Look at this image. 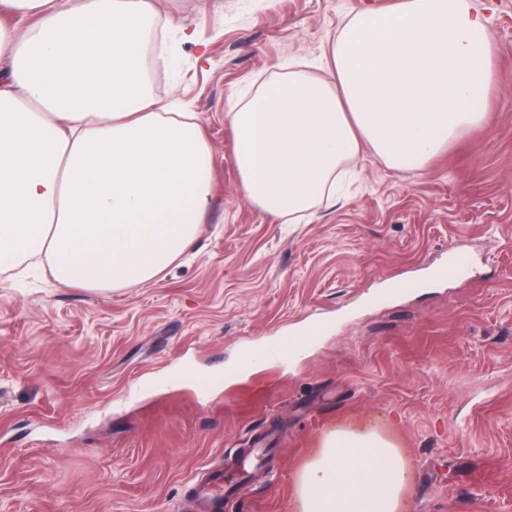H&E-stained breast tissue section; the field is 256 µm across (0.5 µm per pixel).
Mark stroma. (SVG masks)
<instances>
[{
    "label": "stroma",
    "mask_w": 512,
    "mask_h": 512,
    "mask_svg": "<svg viewBox=\"0 0 512 512\" xmlns=\"http://www.w3.org/2000/svg\"><path fill=\"white\" fill-rule=\"evenodd\" d=\"M192 32L148 47L157 98L197 112L215 190L194 252L106 292L0 273V512H192L190 480L267 441L224 512H293L321 435L392 421L414 512H512V0H472L505 77L484 125L424 168L363 150L350 194L297 224L241 194L228 98L313 71L391 0H155ZM473 274L432 278L449 250ZM417 288L374 301L399 278ZM322 333L249 367L245 346ZM212 378L166 382V372Z\"/></svg>",
    "instance_id": "1"
}]
</instances>
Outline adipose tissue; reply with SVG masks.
I'll list each match as a JSON object with an SVG mask.
<instances>
[{
	"label": "adipose tissue",
	"mask_w": 512,
	"mask_h": 512,
	"mask_svg": "<svg viewBox=\"0 0 512 512\" xmlns=\"http://www.w3.org/2000/svg\"><path fill=\"white\" fill-rule=\"evenodd\" d=\"M0 269L42 264L95 291L155 279L189 253L214 188L195 113L148 93L154 0H0ZM504 81L469 0H393L352 15L324 75L289 69L229 106L244 198L291 223L332 204L370 147L421 168L481 126ZM297 512H411V463L377 425L329 430L296 478Z\"/></svg>",
	"instance_id": "1"
}]
</instances>
